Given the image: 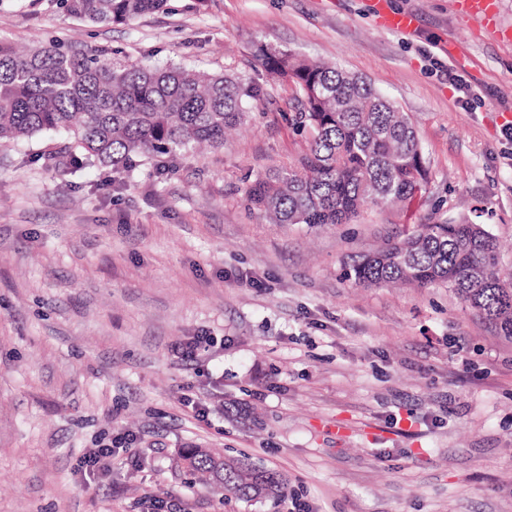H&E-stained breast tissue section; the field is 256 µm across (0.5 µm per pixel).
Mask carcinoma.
I'll list each match as a JSON object with an SVG mask.
<instances>
[{"label":"carcinoma","instance_id":"cac0c4a2","mask_svg":"<svg viewBox=\"0 0 512 512\" xmlns=\"http://www.w3.org/2000/svg\"><path fill=\"white\" fill-rule=\"evenodd\" d=\"M64 15L94 26L163 11L169 0H53ZM262 67L289 77L300 111L288 122L309 134L297 169L256 179L248 201L272 224H347L367 204L410 203L428 167L410 116L373 85L335 65L263 50ZM258 90L227 75L181 65L134 66L102 48L59 42L26 50L0 39V143L63 132L73 159L126 171L140 157L175 159L242 124ZM496 239L466 220L420 224L352 265L365 287L446 285L462 303L512 339V281L500 276ZM175 467L200 476L213 494L276 501L286 479L250 456L184 448Z\"/></svg>","mask_w":512,"mask_h":512}]
</instances>
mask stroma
Wrapping results in <instances>:
<instances>
[{"label":"stroma","mask_w":512,"mask_h":512,"mask_svg":"<svg viewBox=\"0 0 512 512\" xmlns=\"http://www.w3.org/2000/svg\"><path fill=\"white\" fill-rule=\"evenodd\" d=\"M170 0L93 27L50 0H0V38L99 47L256 86L224 148L161 175L46 166L66 143L0 144V512H283L186 483L181 448H235L314 512H512V341L448 288L355 287L354 259L418 224L467 219L512 277V0L495 27L456 0ZM368 79L415 125L429 181L349 224H270L246 199L296 164L295 87L262 46ZM470 93L456 91L448 71ZM205 337L193 361L173 344ZM111 456L81 467L96 448ZM386 0H375V7L378 12V21L383 29L409 33L414 30L417 18L410 12L395 13L386 7Z\"/></svg>","instance_id":"obj_1"}]
</instances>
